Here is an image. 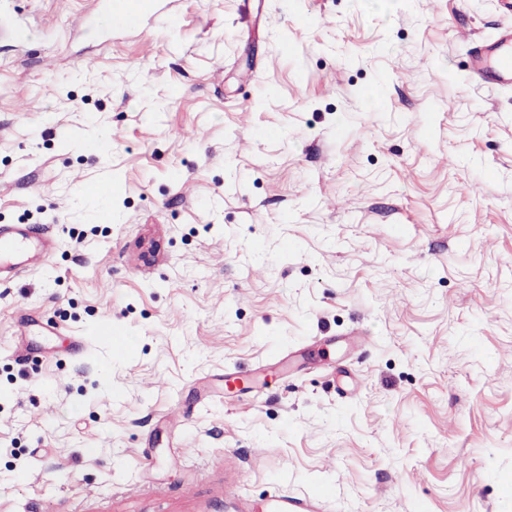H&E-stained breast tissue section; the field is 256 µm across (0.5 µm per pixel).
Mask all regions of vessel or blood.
<instances>
[{
    "instance_id": "vessel-or-blood-1",
    "label": "vessel or blood",
    "mask_w": 512,
    "mask_h": 512,
    "mask_svg": "<svg viewBox=\"0 0 512 512\" xmlns=\"http://www.w3.org/2000/svg\"><path fill=\"white\" fill-rule=\"evenodd\" d=\"M153 0H128L126 7L113 14L117 29L138 27L152 11ZM471 76L475 82L497 87H512V32L477 46L471 55ZM55 247L54 239L42 229L27 224L0 225V281L15 274L17 267H39ZM320 495L275 497L272 512H318Z\"/></svg>"
}]
</instances>
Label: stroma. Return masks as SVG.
Instances as JSON below:
<instances>
[{
	"mask_svg": "<svg viewBox=\"0 0 512 512\" xmlns=\"http://www.w3.org/2000/svg\"><path fill=\"white\" fill-rule=\"evenodd\" d=\"M0 24V512H512V0ZM471 76L484 85L512 87V32L505 31L475 48ZM54 248V239L40 228L27 224H1L0 281L13 277L19 267H39ZM14 259L17 262H13ZM322 498L318 494L288 496L282 494L270 503L271 512H317Z\"/></svg>",
	"mask_w": 512,
	"mask_h": 512,
	"instance_id": "1",
	"label": "stroma"
}]
</instances>
